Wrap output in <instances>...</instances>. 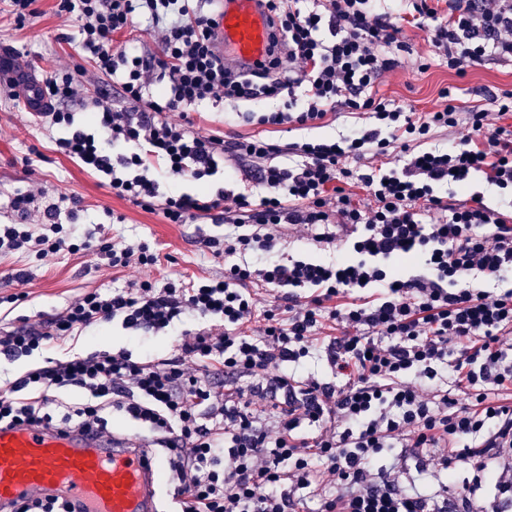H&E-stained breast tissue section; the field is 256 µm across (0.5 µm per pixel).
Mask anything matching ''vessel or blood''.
<instances>
[{
	"mask_svg": "<svg viewBox=\"0 0 512 512\" xmlns=\"http://www.w3.org/2000/svg\"><path fill=\"white\" fill-rule=\"evenodd\" d=\"M216 32L226 63L253 68L270 57L275 20L261 0H224ZM0 74L19 83L27 111L47 109L30 70L16 67L10 54L0 55ZM165 470L164 457L148 448L42 427H0V506L55 496L82 512H159Z\"/></svg>",
	"mask_w": 512,
	"mask_h": 512,
	"instance_id": "1",
	"label": "vessel or blood"
}]
</instances>
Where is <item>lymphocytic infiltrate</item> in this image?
<instances>
[{"mask_svg": "<svg viewBox=\"0 0 512 512\" xmlns=\"http://www.w3.org/2000/svg\"><path fill=\"white\" fill-rule=\"evenodd\" d=\"M263 2L281 41L267 64L241 71L213 49L220 0H59V12L81 24V56L117 80L120 100H95L88 128L75 127L62 105L76 100L78 81L55 71L43 81L52 108L37 119L47 129L69 126L59 152L106 176L115 196L170 224L214 215L233 225L225 238L203 237L214 256L272 251L285 224L318 243L333 242L329 225L344 226L348 256L233 264L223 276L189 282L142 280L86 292L49 320L1 328L0 354L16 359L103 323L159 331L187 315L203 321L182 330L171 358L97 350L47 359L0 392V426L108 440L113 415L122 414L168 456L175 512H291L308 489L318 512H470L486 484L511 505L512 476L500 464L512 458V362L503 347L512 333V287L503 286L512 273V214L477 197L450 203L438 190L473 172L512 188V94L464 111L445 90L440 109L419 112L379 97L375 86L395 68L409 26L426 31L430 51L458 71L512 60V0H413L409 13L383 0ZM143 19L158 33L153 56L116 41ZM268 99L284 107L262 116L264 125L319 127L339 108L370 124L337 141L281 145L227 140L189 117L206 100ZM461 125L469 135L448 150L424 149L431 135ZM289 153L299 164H279ZM228 157L264 187L259 201L231 190L161 194L160 175L199 180ZM352 180L364 200L345 192ZM58 211L46 205L44 224H1L0 252L28 249L44 259L90 249L117 269L160 266L148 246L64 234ZM416 256L425 273L401 277L395 262ZM368 288L378 296H365ZM274 290L280 304L261 305ZM317 351L332 381L273 375ZM450 359L446 390L433 380ZM218 372L232 387L217 389ZM396 448L441 449L454 496L409 490L376 471Z\"/></svg>", "mask_w": 512, "mask_h": 512, "instance_id": "f902f5d3", "label": "lymphocytic infiltrate"}]
</instances>
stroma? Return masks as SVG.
Here are the masks:
<instances>
[{"label": "stroma", "mask_w": 512, "mask_h": 512, "mask_svg": "<svg viewBox=\"0 0 512 512\" xmlns=\"http://www.w3.org/2000/svg\"><path fill=\"white\" fill-rule=\"evenodd\" d=\"M58 0H37V14L24 27H16L7 0H0V49L15 50L19 63L31 65L38 76L56 70H79L80 101L70 102L68 109L76 122L88 121L86 102L96 99L107 79L96 71L91 62L77 52L78 28L74 22L57 12ZM427 35L417 28H406L408 48L398 55L397 67L379 80L378 96L409 105L420 112L434 111L442 103L440 92L450 89L463 109L484 106L494 95L512 91V62L487 61L457 73L445 62L428 52ZM10 83L0 77V225L17 224L21 218L8 205V196L17 189L44 190L50 201L60 204L61 223H75L80 231L102 229L105 234L126 244L149 245L170 255L161 267H130L116 270L97 263L93 252L81 254L61 252L55 258L39 261L19 252H0V324L22 326L24 319H48L76 297L93 290L102 292L127 287L145 279H186L192 276H220L224 261L203 251L202 235L231 233L228 225L201 218L187 224H169L161 214L149 213L131 202L113 195L105 179L83 169L73 159L56 149L55 141L67 136L64 127L46 130L35 126L21 101L10 97ZM196 126L227 138L253 135L280 142L327 141L349 135L359 126V119L347 113L338 114L335 121L320 128L292 125L279 127L246 125L224 107L208 104L191 112ZM480 195L484 204L498 211L512 210V192L488 184L476 174L462 185L448 188L451 199L467 202ZM347 249L344 234H337L332 243H316L294 230L283 229L272 258L328 259L341 256ZM26 275L25 282L12 280L14 272ZM19 294L17 303H6V296ZM177 338L172 331L138 335L117 324L95 326L75 341L33 356L10 361L0 357V387L21 373L43 363L46 358H58L65 353H85L96 349H127L134 356L152 360L174 354ZM383 466L395 471L405 485L427 491L440 490L446 476L437 465L436 454L424 460L413 456L390 455Z\"/></svg>", "instance_id": "35a3bbf8"}]
</instances>
